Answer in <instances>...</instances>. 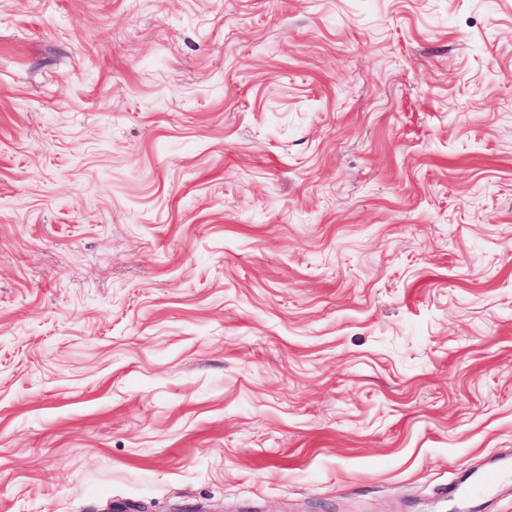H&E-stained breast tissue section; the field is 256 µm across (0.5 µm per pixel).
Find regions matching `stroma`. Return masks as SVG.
<instances>
[{
    "mask_svg": "<svg viewBox=\"0 0 512 512\" xmlns=\"http://www.w3.org/2000/svg\"><path fill=\"white\" fill-rule=\"evenodd\" d=\"M512 458V0H0V512H450ZM509 466H503L497 470L489 471L485 473L480 479L471 481L467 484H455L448 488L447 496L449 498H455L463 496L467 498H477L487 495L489 492L498 487L500 481L505 475H507Z\"/></svg>",
    "mask_w": 512,
    "mask_h": 512,
    "instance_id": "35a3bbf8",
    "label": "stroma"
}]
</instances>
